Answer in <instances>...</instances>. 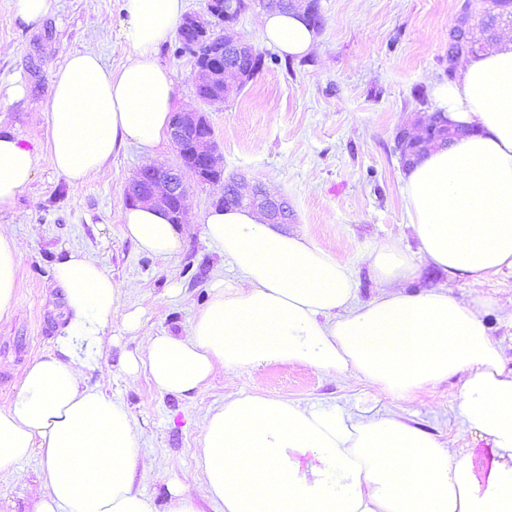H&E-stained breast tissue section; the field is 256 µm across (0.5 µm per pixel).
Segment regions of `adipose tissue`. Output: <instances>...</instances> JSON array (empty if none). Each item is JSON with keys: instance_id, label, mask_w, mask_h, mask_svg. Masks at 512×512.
Segmentation results:
<instances>
[{"instance_id": "adipose-tissue-1", "label": "adipose tissue", "mask_w": 512, "mask_h": 512, "mask_svg": "<svg viewBox=\"0 0 512 512\" xmlns=\"http://www.w3.org/2000/svg\"><path fill=\"white\" fill-rule=\"evenodd\" d=\"M184 10L185 0H125L126 63L111 69L89 47L56 71L49 152L71 186L127 146L150 159L166 142L174 84L157 50ZM260 32L290 56L315 43L296 13L265 11ZM434 96L449 123L477 133L407 170L404 205L418 249L452 280L512 270V42L469 59ZM35 164L19 136L0 133V213L14 208ZM122 220L144 253L169 258L182 247L160 210L131 207ZM201 222L235 277H212L186 335L163 331L123 356L129 380L145 374L158 391L188 397L219 372L302 364L406 400L457 376L460 430L489 446L454 447L394 413L236 395L208 414L195 469L168 485L167 512H200L188 492L199 479L220 512H512V369L479 301L443 287L406 292L417 269L397 239L365 254L379 290L362 302L346 262L253 209L215 207ZM22 255L0 225V317L16 309ZM53 278L64 325L0 410V471L40 457L32 512H157L136 485L146 469L140 432L121 401L87 384L81 354L115 322L134 332L139 319L126 311L121 285L85 254L58 258Z\"/></svg>"}]
</instances>
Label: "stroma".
<instances>
[{
  "label": "stroma",
  "mask_w": 512,
  "mask_h": 512,
  "mask_svg": "<svg viewBox=\"0 0 512 512\" xmlns=\"http://www.w3.org/2000/svg\"><path fill=\"white\" fill-rule=\"evenodd\" d=\"M323 17L312 51L301 58L264 44L259 33L262 0L233 25L271 61L241 92L209 104L195 94L189 56L177 53L176 38L158 49L174 82L177 106L204 112L214 131L225 175L262 183L284 197L292 220L289 234L305 235L347 262L358 298L378 288L363 256L389 238L409 250L417 244L402 197L404 169L395 150L401 126L435 109L433 89L447 80L448 31L458 19L459 0H319ZM124 0H50L47 14L25 23L12 0H0V84L25 83L23 98L0 95V129L15 133L36 155L34 175L13 210L0 216L23 245L17 273V310L0 318V410L14 401L24 367L49 350L61 324L63 297L53 264L71 251L88 255L124 289L128 310L141 316L138 332L113 324L119 344L111 352L91 349L104 364L92 372L100 385L129 409L141 429V453L153 465L142 492L157 507L167 502V483L193 470L203 422L231 394H264L307 403L376 406L403 415L410 424L458 448L486 442L460 433V377L404 401L377 393L355 377L335 378L301 365H263L232 378L216 375L200 393H160L147 377L128 383L116 363L136 353L150 336L185 335L197 310L209 300L216 273L232 277L204 237L202 224H182L181 251L168 259L141 252L124 235L126 190L144 166L141 148L112 157L78 187L54 169L47 141L55 71L89 38H96L104 63L119 68L129 54L122 36ZM408 282L417 292L444 287L459 299L512 298V270L489 280L449 279L424 260Z\"/></svg>",
  "instance_id": "stroma-1"
}]
</instances>
